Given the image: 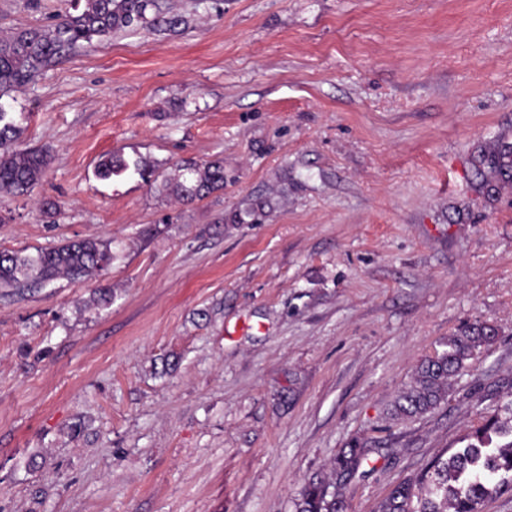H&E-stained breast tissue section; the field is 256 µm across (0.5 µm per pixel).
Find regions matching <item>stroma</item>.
<instances>
[{"label":"stroma","mask_w":512,"mask_h":512,"mask_svg":"<svg viewBox=\"0 0 512 512\" xmlns=\"http://www.w3.org/2000/svg\"><path fill=\"white\" fill-rule=\"evenodd\" d=\"M158 3L187 25L115 31L12 103L53 160L0 193V250L114 259L0 291V512H296L356 440L344 510L377 512L512 393V180L479 171L512 144V0ZM70 8L0 0V34ZM109 153L157 184L98 179ZM212 161L223 190L179 202ZM473 322L499 334L447 404L391 419ZM181 170L182 181L175 184L173 192L182 202L200 201L224 188L223 162H210L204 166L187 164Z\"/></svg>","instance_id":"1"}]
</instances>
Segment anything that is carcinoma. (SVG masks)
<instances>
[{
  "label": "carcinoma",
  "instance_id": "cac0c4a2",
  "mask_svg": "<svg viewBox=\"0 0 512 512\" xmlns=\"http://www.w3.org/2000/svg\"><path fill=\"white\" fill-rule=\"evenodd\" d=\"M157 0H73L72 10L45 26L20 28L0 36V193L21 196L42 180L52 156L47 150L17 146L20 129L10 115L12 93L33 81L55 61L119 29L146 22ZM488 173L502 180L512 177V148L482 158ZM133 170L149 183L155 171L147 162L132 164L116 154L102 157L96 167L106 180ZM182 180L173 188L185 203L201 201L224 189V164L182 167ZM113 260L111 244L95 238H73L34 253L0 250V289L42 288L58 278L84 283L106 270ZM498 329L469 323L448 337L444 349L424 360L410 383L396 397L392 415L414 418L448 401L451 379L468 372V361L489 345ZM367 459L365 446L354 443L331 462L324 479L301 492L297 512H343V494ZM512 491V425L493 413L472 428L465 445L448 457L437 456L417 474L395 486L378 512H481L485 501Z\"/></svg>",
  "mask_w": 512,
  "mask_h": 512
}]
</instances>
